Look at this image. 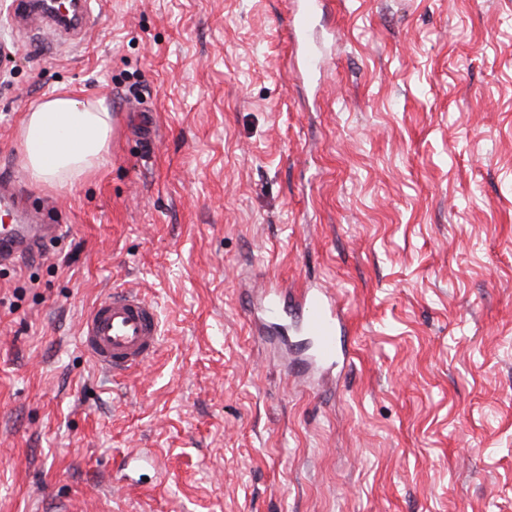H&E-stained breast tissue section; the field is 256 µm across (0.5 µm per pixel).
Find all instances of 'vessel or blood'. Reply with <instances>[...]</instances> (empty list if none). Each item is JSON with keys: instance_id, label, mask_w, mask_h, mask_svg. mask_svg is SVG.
<instances>
[{"instance_id": "vessel-or-blood-1", "label": "vessel or blood", "mask_w": 512, "mask_h": 512, "mask_svg": "<svg viewBox=\"0 0 512 512\" xmlns=\"http://www.w3.org/2000/svg\"><path fill=\"white\" fill-rule=\"evenodd\" d=\"M18 19L34 24L45 38L64 34L83 38L89 31V0H79L75 19L60 22L52 13L35 9L32 0H14ZM325 7V0H299L289 18V33L296 45L299 72L316 76L322 72L318 49L308 40L313 21ZM22 195L15 180H0V208L22 210L23 223L0 230V265L14 262L58 236L60 227L45 223L41 212L21 207ZM301 329L315 342L314 361L325 371L335 368L345 350L339 340L347 325L335 297L322 288L306 289L299 297ZM160 344V321L156 307L129 289L113 290L86 315L80 345L103 371L120 375L150 363Z\"/></svg>"}]
</instances>
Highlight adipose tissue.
Wrapping results in <instances>:
<instances>
[{"instance_id":"obj_1","label":"adipose tissue","mask_w":512,"mask_h":512,"mask_svg":"<svg viewBox=\"0 0 512 512\" xmlns=\"http://www.w3.org/2000/svg\"><path fill=\"white\" fill-rule=\"evenodd\" d=\"M112 137V113L102 102L60 94L28 112L19 131L31 181L69 189L105 161Z\"/></svg>"}]
</instances>
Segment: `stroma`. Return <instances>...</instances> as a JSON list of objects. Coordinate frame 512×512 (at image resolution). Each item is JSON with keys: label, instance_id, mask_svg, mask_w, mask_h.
I'll list each match as a JSON object with an SVG mask.
<instances>
[{"label": "stroma", "instance_id": "1", "mask_svg": "<svg viewBox=\"0 0 512 512\" xmlns=\"http://www.w3.org/2000/svg\"><path fill=\"white\" fill-rule=\"evenodd\" d=\"M291 4L93 0L50 42L0 0V176L64 224L0 266V512H512V0H330L312 83ZM61 92L116 117L66 190L19 144ZM271 280L335 295L330 381L259 335ZM115 288L161 326L117 377L80 346ZM142 448L161 470L124 478Z\"/></svg>", "mask_w": 512, "mask_h": 512}]
</instances>
